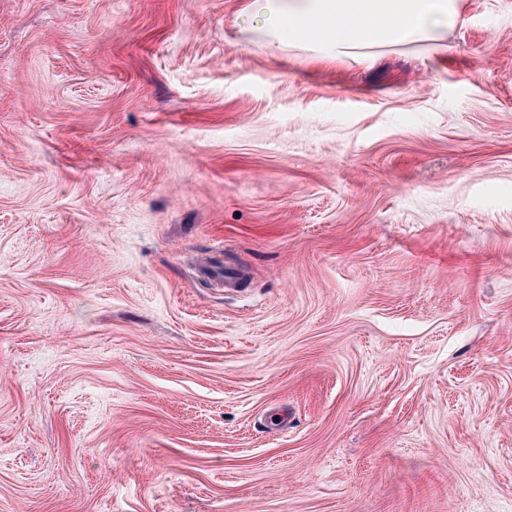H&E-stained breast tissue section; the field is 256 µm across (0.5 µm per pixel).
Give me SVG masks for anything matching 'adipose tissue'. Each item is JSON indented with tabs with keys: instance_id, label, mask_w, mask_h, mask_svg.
Returning a JSON list of instances; mask_svg holds the SVG:
<instances>
[{
	"instance_id": "ef3b65f1",
	"label": "adipose tissue",
	"mask_w": 512,
	"mask_h": 512,
	"mask_svg": "<svg viewBox=\"0 0 512 512\" xmlns=\"http://www.w3.org/2000/svg\"><path fill=\"white\" fill-rule=\"evenodd\" d=\"M461 0H244V29L278 49L301 43L315 57L340 61L375 48L424 43L438 49Z\"/></svg>"
}]
</instances>
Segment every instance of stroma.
<instances>
[{
  "mask_svg": "<svg viewBox=\"0 0 512 512\" xmlns=\"http://www.w3.org/2000/svg\"><path fill=\"white\" fill-rule=\"evenodd\" d=\"M241 7L0 0V512H512V0ZM461 0H245L244 29L279 49L301 43L325 60L365 57L375 48L425 43L443 48Z\"/></svg>",
  "mask_w": 512,
  "mask_h": 512,
  "instance_id": "stroma-1",
  "label": "stroma"
}]
</instances>
